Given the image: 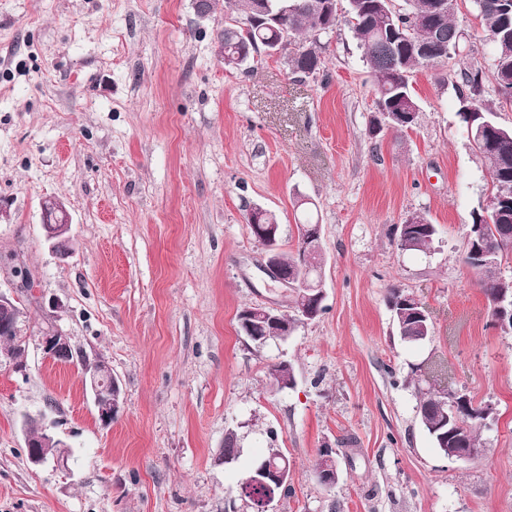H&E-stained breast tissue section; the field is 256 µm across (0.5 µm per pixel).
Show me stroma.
Wrapping results in <instances>:
<instances>
[{"instance_id":"obj_1","label":"stroma","mask_w":512,"mask_h":512,"mask_svg":"<svg viewBox=\"0 0 512 512\" xmlns=\"http://www.w3.org/2000/svg\"><path fill=\"white\" fill-rule=\"evenodd\" d=\"M212 3L202 21L193 0H0V286L19 268L31 281L22 366L0 364V512H252L240 483L271 447L292 471L275 512H512V334L460 260L492 183L454 73L419 68L415 125L375 134L374 80L346 26L324 37L317 78L281 58L230 71ZM455 20L490 71L472 0ZM299 194L322 226L327 309L258 349L237 314L282 295L247 212H274L292 251ZM49 197L71 216L63 260L42 235ZM415 212L439 233L404 255L392 229ZM393 287L428 309L423 344L397 338ZM48 323L119 379L111 426L80 371L38 347ZM428 358L447 367L436 388L497 408L473 461L443 457L420 424L411 367ZM282 361L296 385L275 392ZM39 413L71 446L68 469L29 463L22 421ZM322 448L337 453L330 489L313 470Z\"/></svg>"}]
</instances>
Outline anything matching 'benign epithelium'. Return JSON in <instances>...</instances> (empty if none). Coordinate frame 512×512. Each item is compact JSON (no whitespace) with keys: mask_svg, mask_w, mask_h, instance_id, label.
I'll return each instance as SVG.
<instances>
[{"mask_svg":"<svg viewBox=\"0 0 512 512\" xmlns=\"http://www.w3.org/2000/svg\"><path fill=\"white\" fill-rule=\"evenodd\" d=\"M42 231L50 251L60 258H68L73 254L71 249L58 247L61 241H72L69 214L63 203L57 199H49L42 204ZM247 223L254 237L266 249L265 262L261 265L263 272L271 279L289 289V304L300 310L306 320L313 319L317 309L325 300L323 280H300L288 272V266L280 262L278 241L280 224L275 215L260 206L251 208L247 214ZM302 248L307 261V270L323 266L325 258L322 248V227L311 224L304 228ZM281 308L277 304L253 306L245 309L240 317V325L250 339L262 334L264 338L276 341L285 340L290 336L288 329L279 323ZM20 309L17 306V295L13 289H0V328L15 324ZM39 346L47 358H53L61 351H69L74 357V364L83 367V377L88 385L93 406L98 419L109 425L121 410V387L117 378L112 375L109 365L103 360L89 361L83 350L74 347L69 337L60 330L51 328L43 332L39 338ZM45 436L35 442L29 432H24L25 447L29 449V462L35 467H52L55 470L68 468V453L62 451L66 444L50 432L48 425H43ZM321 465L316 469V476L323 477L325 486L332 488L336 485L337 466L333 465L335 457L331 451H323ZM257 473L283 484L290 480L291 471L288 460L281 465L262 464Z\"/></svg>","mask_w":512,"mask_h":512,"instance_id":"7a95c632","label":"benign epithelium"}]
</instances>
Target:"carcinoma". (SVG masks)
<instances>
[{
  "label": "carcinoma",
  "instance_id": "carcinoma-1",
  "mask_svg": "<svg viewBox=\"0 0 512 512\" xmlns=\"http://www.w3.org/2000/svg\"><path fill=\"white\" fill-rule=\"evenodd\" d=\"M271 12L277 20L266 25L254 22L263 0H233L225 12L224 28L217 31V44L224 46V53L249 50L259 55L267 49H288V68L305 78L320 74L323 60L321 36L331 33L325 27L322 4L326 0H269ZM486 39L494 50L491 82L497 87L501 101L512 103V0H474ZM432 0H348L354 11V22L348 25L369 66L376 85V109L390 112L403 103L418 106L412 74L427 62L415 55L413 44L429 42L432 49L448 48L447 61L454 62L458 77L460 110L463 123L465 99L480 100L483 89V71L467 61L462 45L463 33L454 20L455 5L426 18ZM481 114L474 117V124H486L492 145L481 153L488 167L495 202L473 215L472 223L487 226V235L481 243H472L470 251H462V262L481 274V288L487 297L491 318L498 316L497 304L502 299H512V280L500 276L503 259L512 254V128L504 127L495 118L490 104L479 105ZM438 229L427 218L417 231L397 228V248L403 253L425 252L431 248ZM417 320L406 310L394 316L396 333L408 344H420L431 333L430 315L425 306ZM26 343L21 329L15 326L0 329V348L16 354L24 353ZM415 386L420 394L419 417L425 432L439 453L455 448H475L485 451L481 440L484 429L483 405L470 404L459 411L455 421V439L448 438V413L452 399L443 390L423 386L426 374L420 366L413 368ZM295 381L291 365L281 362L271 373L270 386L281 391ZM241 493L249 499L255 512H262L265 504L278 497L288 496L289 487L273 482L246 483Z\"/></svg>",
  "mask_w": 512,
  "mask_h": 512
}]
</instances>
